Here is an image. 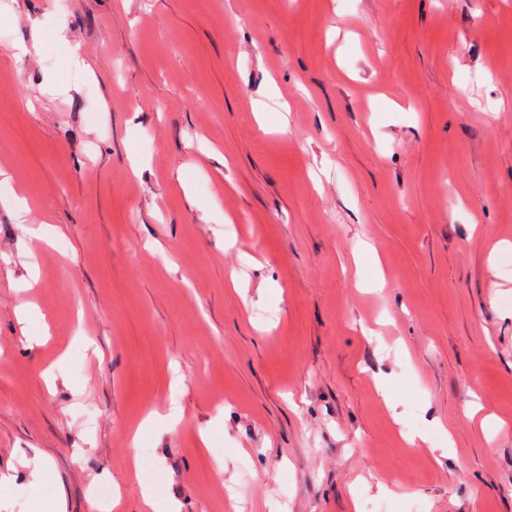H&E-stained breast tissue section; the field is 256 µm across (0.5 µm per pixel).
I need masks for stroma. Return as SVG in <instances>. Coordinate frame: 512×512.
Segmentation results:
<instances>
[{
  "label": "stroma",
  "instance_id": "1",
  "mask_svg": "<svg viewBox=\"0 0 512 512\" xmlns=\"http://www.w3.org/2000/svg\"><path fill=\"white\" fill-rule=\"evenodd\" d=\"M1 181L0 512H512V0H0Z\"/></svg>",
  "mask_w": 512,
  "mask_h": 512
}]
</instances>
